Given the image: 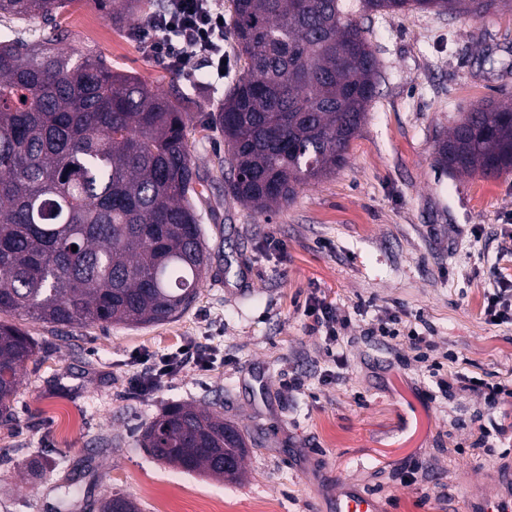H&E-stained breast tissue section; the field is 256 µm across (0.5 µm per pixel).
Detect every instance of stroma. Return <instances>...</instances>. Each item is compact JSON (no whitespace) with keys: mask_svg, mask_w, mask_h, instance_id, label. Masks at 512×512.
Listing matches in <instances>:
<instances>
[{"mask_svg":"<svg viewBox=\"0 0 512 512\" xmlns=\"http://www.w3.org/2000/svg\"><path fill=\"white\" fill-rule=\"evenodd\" d=\"M59 50L100 53L114 70L163 95L201 75L145 53L139 23L112 25L93 0L56 19ZM380 78L360 135L336 174L303 186L288 206L259 214L225 191L224 138L210 126L218 101L245 72L232 26L223 82L184 104L187 143L202 179L209 271L195 300L152 326H55L20 320L37 345L21 372L12 417L0 421V512H99L119 491L140 512H329L334 478L376 494L384 512H471L501 495L512 439L493 434L512 396L490 405L454 387L422 401L428 383L408 337L385 347L367 328L395 314L462 372L512 386V325L486 321L487 289L512 280V173L453 177L435 162L436 136L459 113L512 97V13L483 19L407 11L366 20ZM336 304L344 363L324 353L305 307ZM216 346L208 370H182L149 394L131 388L136 357L182 344ZM409 357L400 366L396 354ZM306 375L303 390L285 387ZM214 408L249 453L237 481L187 473L141 446L171 403ZM489 428L481 438V428ZM416 479L404 481L407 459Z\"/></svg>","mask_w":512,"mask_h":512,"instance_id":"obj_1","label":"stroma"}]
</instances>
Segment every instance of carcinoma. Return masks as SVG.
Segmentation results:
<instances>
[{
  "label": "carcinoma",
  "instance_id": "carcinoma-1",
  "mask_svg": "<svg viewBox=\"0 0 512 512\" xmlns=\"http://www.w3.org/2000/svg\"><path fill=\"white\" fill-rule=\"evenodd\" d=\"M68 0H0V22L53 21ZM114 24L146 0H95ZM234 0L246 75L213 123L224 134L227 193L257 213L333 174L365 122L379 61L364 20L406 9L483 18L512 0ZM0 41V314L71 326L159 324L185 310L208 270L200 177L181 94L166 97L112 70L101 54ZM450 174L512 172V102L461 113L434 144ZM77 251H72V246ZM32 338L0 320V419L10 417ZM143 447L185 472L235 480L247 443L218 410L166 409ZM100 512H139L114 492Z\"/></svg>",
  "mask_w": 512,
  "mask_h": 512
}]
</instances>
